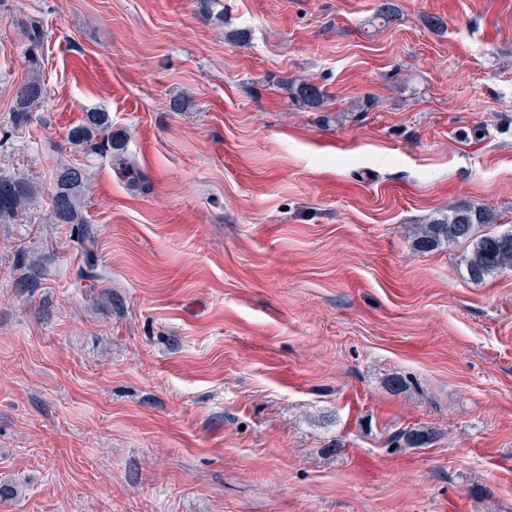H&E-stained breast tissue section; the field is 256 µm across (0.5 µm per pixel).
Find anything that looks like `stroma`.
Segmentation results:
<instances>
[{"mask_svg": "<svg viewBox=\"0 0 512 512\" xmlns=\"http://www.w3.org/2000/svg\"><path fill=\"white\" fill-rule=\"evenodd\" d=\"M376 3L0 0V177L37 188L0 216V512H512V269L412 242L512 227V0ZM89 109L142 183L68 143ZM64 164L88 225L48 221ZM45 97V87L38 74H32L18 89L13 109L15 122L22 125L30 119V113L40 107ZM284 91L290 102L303 112H327L319 115L329 124L330 113L324 110L327 95L316 82L310 78L288 79L284 84ZM498 214L487 207L465 204L448 215L421 224L415 234L418 251L430 252L443 244L468 243L465 255L467 273L480 282L487 276L512 268V227L500 233L480 234L486 224H499Z\"/></svg>", "mask_w": 512, "mask_h": 512, "instance_id": "1", "label": "stroma"}]
</instances>
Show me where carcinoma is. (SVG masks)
Masks as SVG:
<instances>
[{"label": "carcinoma", "instance_id": "1", "mask_svg": "<svg viewBox=\"0 0 512 512\" xmlns=\"http://www.w3.org/2000/svg\"><path fill=\"white\" fill-rule=\"evenodd\" d=\"M398 15L396 0H378L374 20L389 24ZM284 91L290 102L303 112H320L322 120L330 122L324 112L327 95L309 78L289 79ZM45 97V87L39 75L33 74L18 89L13 109L15 122L21 125L30 119V113L40 107ZM101 137L99 146L109 152L117 169L123 171L133 183L141 182L139 169L125 161L124 144L112 132L108 113L93 109L86 112L82 123L69 133V143L84 146L95 137ZM88 175L84 168L73 165L60 167L55 176L52 193L50 221L53 224H82V213ZM36 192L29 182L0 179V214L17 213L25 208ZM499 223L498 214L487 207L465 204L454 208L447 215L434 218L418 227L414 245L421 252H430L443 244L466 243L467 273L471 280L483 281L487 276L512 268V228L500 233H480L487 224Z\"/></svg>", "mask_w": 512, "mask_h": 512}]
</instances>
